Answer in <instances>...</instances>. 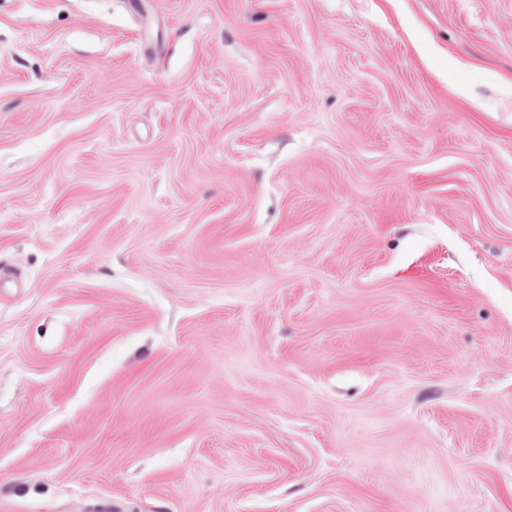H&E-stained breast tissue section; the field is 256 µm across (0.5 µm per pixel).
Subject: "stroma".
<instances>
[{"mask_svg": "<svg viewBox=\"0 0 512 512\" xmlns=\"http://www.w3.org/2000/svg\"><path fill=\"white\" fill-rule=\"evenodd\" d=\"M0 512H512V0H0Z\"/></svg>", "mask_w": 512, "mask_h": 512, "instance_id": "obj_1", "label": "stroma"}]
</instances>
